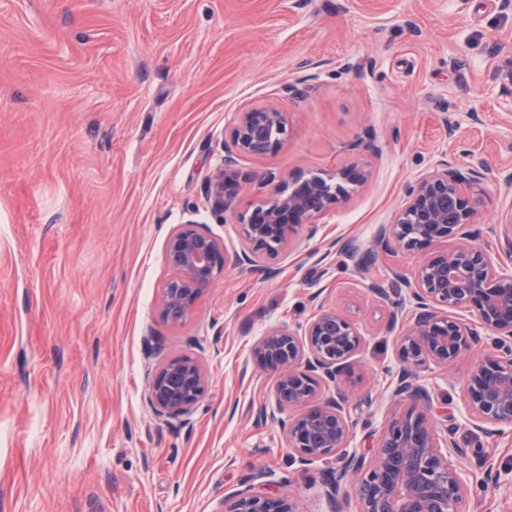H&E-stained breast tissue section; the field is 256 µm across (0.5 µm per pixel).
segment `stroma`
Returning a JSON list of instances; mask_svg holds the SVG:
<instances>
[{"label":"stroma","instance_id":"obj_1","mask_svg":"<svg viewBox=\"0 0 512 512\" xmlns=\"http://www.w3.org/2000/svg\"><path fill=\"white\" fill-rule=\"evenodd\" d=\"M510 70L512 0H0V512H224L258 470L269 495L329 512L335 458L297 471L281 427L252 414L275 402L254 344L304 325L313 292L346 313L362 335L348 376L373 399L349 447L373 456L401 333L366 285L425 256L375 236L445 160L477 171L490 241L512 213ZM264 104L288 142L240 157L234 208L215 212L205 185L234 119ZM352 165L368 182L315 237L299 225L270 273L226 267L187 322L161 319L179 224L235 253L238 214L269 199L261 175ZM181 356L203 363L206 392L189 418L159 416L147 368ZM469 365L421 371L431 416L512 473V431L494 443L466 419Z\"/></svg>","mask_w":512,"mask_h":512}]
</instances>
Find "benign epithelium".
I'll return each mask as SVG.
<instances>
[{"label":"benign epithelium","instance_id":"7a95c632","mask_svg":"<svg viewBox=\"0 0 512 512\" xmlns=\"http://www.w3.org/2000/svg\"><path fill=\"white\" fill-rule=\"evenodd\" d=\"M286 119L273 105L237 114L224 164L208 181L206 197L221 210L231 207L239 187L241 156L263 157L288 141ZM366 168H340L327 174L298 173L286 181L269 173L259 182L272 201L239 216L242 248L228 255L224 242L193 221L167 237L165 260L174 275L161 289V316L183 324L197 300L228 265L265 270L297 225L318 221L363 186ZM474 171L446 162L409 184L392 223L382 227L375 245L382 250H418L439 242L451 246L423 259L409 274L393 272L400 284L386 327L409 319L401 346V369L394 394L415 405L430 406L427 386L418 380L426 364L452 368L457 359L492 340L495 353L479 359L465 383L466 409L474 426L488 437L512 426V214L493 230L492 247L473 242L478 198L463 187ZM456 309L475 312L478 327L450 315ZM361 344L359 332L343 313L320 304L301 331L274 328L255 342L256 359L275 374V406L262 405L261 419H277L287 408L296 415L281 421L292 455L301 468L334 456L338 462L324 483L331 512H344L354 491L359 512H459L460 504L480 483L502 482V473L488 464L481 448H465L455 427L438 431L422 412L411 409L393 418L383 432L371 463L348 449L352 395L344 378L349 359ZM202 365L190 357L169 359L148 372V397L157 414L190 415L205 393ZM475 457L482 476L464 469L459 460ZM224 512H301L286 497L245 491L226 499Z\"/></svg>","mask_w":512,"mask_h":512}]
</instances>
